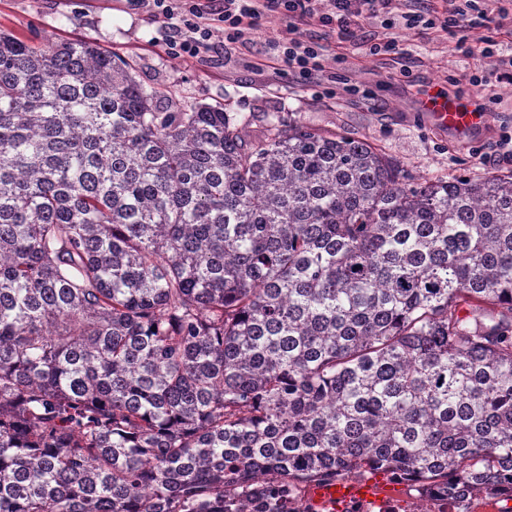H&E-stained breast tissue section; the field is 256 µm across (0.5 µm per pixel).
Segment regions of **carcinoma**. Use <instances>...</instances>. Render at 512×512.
Here are the masks:
<instances>
[{
  "mask_svg": "<svg viewBox=\"0 0 512 512\" xmlns=\"http://www.w3.org/2000/svg\"><path fill=\"white\" fill-rule=\"evenodd\" d=\"M366 471L512 486V174L248 140L0 31V512H288Z\"/></svg>",
  "mask_w": 512,
  "mask_h": 512,
  "instance_id": "obj_1",
  "label": "carcinoma"
}]
</instances>
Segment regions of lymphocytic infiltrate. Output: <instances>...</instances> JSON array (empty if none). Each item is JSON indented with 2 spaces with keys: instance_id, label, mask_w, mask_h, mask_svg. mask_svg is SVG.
<instances>
[{
  "instance_id": "lymphocytic-infiltrate-1",
  "label": "lymphocytic infiltrate",
  "mask_w": 512,
  "mask_h": 512,
  "mask_svg": "<svg viewBox=\"0 0 512 512\" xmlns=\"http://www.w3.org/2000/svg\"><path fill=\"white\" fill-rule=\"evenodd\" d=\"M394 0H127L130 9L170 21L165 45L177 57L201 59L211 53L215 32H223L227 41L236 42L254 30L259 19L278 14L288 21L315 19L330 28L338 39L352 37L365 19L392 12ZM405 18L406 27H441L453 32L462 53L471 47L465 35L470 15L478 11L479 0H456L453 7L438 12L428 0ZM282 55L289 69L309 79L323 72L324 46L291 38L282 44Z\"/></svg>"
}]
</instances>
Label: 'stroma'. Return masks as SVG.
I'll use <instances>...</instances> for the list:
<instances>
[{"instance_id": "1", "label": "stroma", "mask_w": 512, "mask_h": 512, "mask_svg": "<svg viewBox=\"0 0 512 512\" xmlns=\"http://www.w3.org/2000/svg\"><path fill=\"white\" fill-rule=\"evenodd\" d=\"M0 29L37 44L48 38L95 42L128 60L146 88H167L183 107L223 103L252 139L271 124L297 122L367 141L420 181L512 172V157L496 145L512 130V84L498 79L503 61L512 59V15L494 14L471 27L470 57L458 51L456 36L437 27L399 28L402 53L373 55L370 44L388 34L380 19L366 20L353 40L341 44L328 28L308 20L299 37L329 52L324 71L311 82L289 71L273 46L288 35V21L279 15L263 18L244 41L215 34V50L203 60L170 55L167 26L130 10L126 0H0ZM489 36L497 43L490 58L481 54ZM477 68L487 81L474 86L466 76ZM346 82L367 89V96L345 95ZM430 88L488 104L486 123L467 133L437 126L418 106Z\"/></svg>"}]
</instances>
